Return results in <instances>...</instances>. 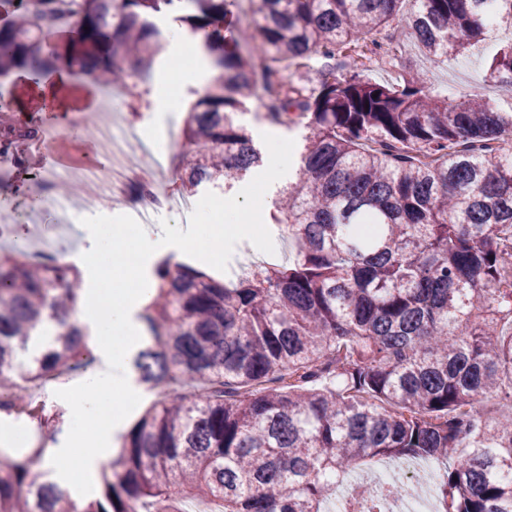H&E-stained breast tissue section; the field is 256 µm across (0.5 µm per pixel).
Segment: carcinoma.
<instances>
[{
  "label": "carcinoma",
  "instance_id": "cac0c4a2",
  "mask_svg": "<svg viewBox=\"0 0 512 512\" xmlns=\"http://www.w3.org/2000/svg\"><path fill=\"white\" fill-rule=\"evenodd\" d=\"M175 16L220 70L193 103L182 137L193 161L183 193H229L261 166L238 119L274 90L271 125L304 120L295 177L267 221L294 244L286 266L262 263L226 286L189 265L156 264L139 319L149 343L133 365L167 388L124 437L83 512H179L183 498L221 512H322L337 476L376 457L443 465L445 512H512V41L485 65L498 97L432 95L415 74L392 84L361 71L315 86L284 82L291 65L343 54L353 64L396 48L369 35L399 20L430 66L462 56L487 28L512 31V0H259L243 45L235 0H76L82 27L50 42L59 0H0V76L51 66L146 86L162 51L155 19ZM137 64L126 67V60ZM77 269L0 253V397L79 361L69 322ZM0 465V512H77L76 498L35 463Z\"/></svg>",
  "mask_w": 512,
  "mask_h": 512
}]
</instances>
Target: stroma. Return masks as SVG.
Here are the masks:
<instances>
[{
	"instance_id": "35a3bbf8",
	"label": "stroma",
	"mask_w": 512,
	"mask_h": 512,
	"mask_svg": "<svg viewBox=\"0 0 512 512\" xmlns=\"http://www.w3.org/2000/svg\"><path fill=\"white\" fill-rule=\"evenodd\" d=\"M376 39L399 47L395 56L375 55L367 62L369 76L378 82H392L401 75L418 70L424 72L428 88L442 95L459 97L475 90L490 97L498 94L496 88L483 83V58L498 48L497 40L486 41L481 44L478 52L452 59L446 66L433 68L418 50L410 30L400 22H392L377 33ZM185 66L190 69L191 75L182 84L178 109L160 111L150 92L123 94L120 117L123 122L137 129L141 138L161 136L170 126L182 128L190 103L203 94L218 75L211 58L202 52L190 53ZM103 91V86L92 75L69 71L68 79L59 91L62 107L59 111L49 112L45 110L31 82L10 76L0 77V101H9L19 116L38 129L44 141L43 148L38 151L30 144L20 142L12 150L0 153V248L13 247L15 241L26 234L25 225L5 220V213L12 210L42 212L46 209L44 202L27 196L28 176L54 172V161L61 156L69 157L78 165L84 156L100 155L101 147L93 125L79 126L78 117L98 110ZM241 121L251 132L262 155H269L271 143L276 142L291 160L290 165L281 168L276 175H269L267 167L263 166L237 182L236 196L248 194L260 201L275 194L294 175L293 161L300 154L303 131L297 126L288 129L267 124L260 103L254 100L246 102ZM71 222L80 230L92 227L94 232L103 237L114 229H121L122 238L128 243L132 242L137 227L134 211L127 205L80 212L72 216ZM289 250L287 241L271 226L245 240L225 239L224 262L220 265L212 261L210 246L206 243L188 253L165 247L146 258L144 282L152 284L153 268L164 259L177 264H189L210 274L216 272L225 279L234 280L242 276L244 263L258 260L282 263L287 261ZM127 381L131 401L122 419L112 427L110 433V444L115 449L120 446L121 435L127 433L141 413L157 399L155 392L138 382L135 372H128ZM82 392V384L66 383L58 379L32 389L31 397L37 406L49 411L66 412L67 418L57 431L38 429L35 423L26 418L0 411V434L12 435L22 430L28 435L26 444L16 445L8 451L0 448V462L10 457L24 456L29 447L36 444L43 445L47 454L51 455L56 448L74 443L76 432L71 416Z\"/></svg>"
}]
</instances>
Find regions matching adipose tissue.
Segmentation results:
<instances>
[{
	"label": "adipose tissue",
	"instance_id": "obj_1",
	"mask_svg": "<svg viewBox=\"0 0 512 512\" xmlns=\"http://www.w3.org/2000/svg\"><path fill=\"white\" fill-rule=\"evenodd\" d=\"M253 208L249 200H238L226 209L220 224H153L141 226L135 254L124 270L125 288L112 294L108 313L96 308L97 294L80 293L74 301L75 312L81 317L88 333L87 346L102 362L101 368L89 373L82 399L78 403L76 422L91 425V434L79 447L58 449L48 465L57 470L64 480L73 474L88 475L95 464L112 452L108 434L113 421L119 420L120 412L103 417L104 408L113 398L129 400L126 372L127 356L131 349L142 343L139 327L134 320V309L143 301L146 291L141 286L142 258L158 247L179 241L183 247H195L200 241H209L216 254H223L225 237L248 236V228L239 226L242 214Z\"/></svg>",
	"mask_w": 512,
	"mask_h": 512
}]
</instances>
